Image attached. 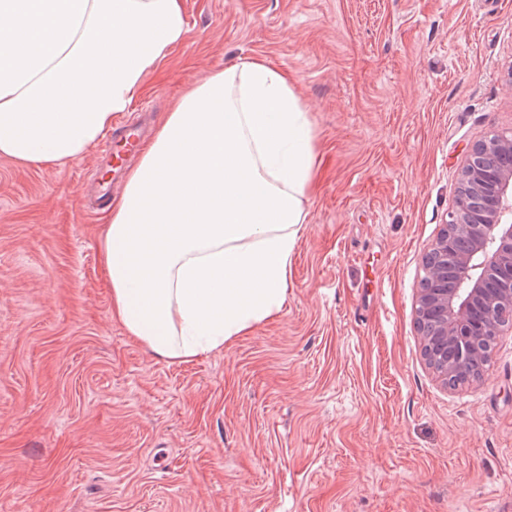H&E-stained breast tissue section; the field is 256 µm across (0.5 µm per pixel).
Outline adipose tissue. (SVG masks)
I'll list each match as a JSON object with an SVG mask.
<instances>
[{"label": "adipose tissue", "instance_id": "1", "mask_svg": "<svg viewBox=\"0 0 512 512\" xmlns=\"http://www.w3.org/2000/svg\"><path fill=\"white\" fill-rule=\"evenodd\" d=\"M187 32L181 0H0V157H82ZM314 135L260 60L208 74L125 178L101 255L112 315L172 362L278 314L307 221Z\"/></svg>", "mask_w": 512, "mask_h": 512}]
</instances>
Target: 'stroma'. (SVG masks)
<instances>
[{
  "mask_svg": "<svg viewBox=\"0 0 512 512\" xmlns=\"http://www.w3.org/2000/svg\"><path fill=\"white\" fill-rule=\"evenodd\" d=\"M134 107L288 75L314 134L282 311L172 363L112 316L96 150L0 157V512H512V334L449 390L414 326L470 147L512 129V0H182Z\"/></svg>",
  "mask_w": 512,
  "mask_h": 512,
  "instance_id": "35a3bbf8",
  "label": "stroma"
}]
</instances>
